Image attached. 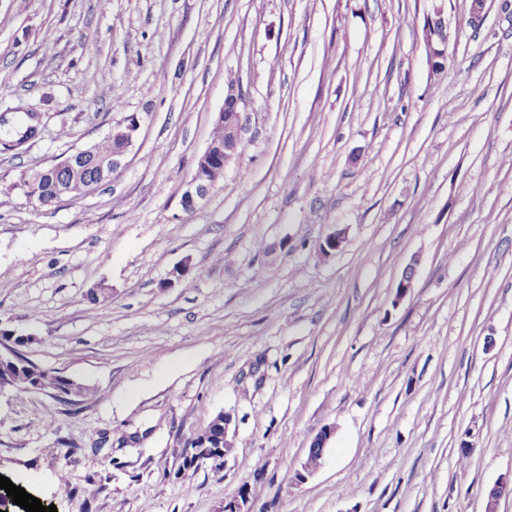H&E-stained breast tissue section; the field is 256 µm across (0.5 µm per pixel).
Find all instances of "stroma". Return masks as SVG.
<instances>
[{"label":"stroma","mask_w":512,"mask_h":512,"mask_svg":"<svg viewBox=\"0 0 512 512\" xmlns=\"http://www.w3.org/2000/svg\"><path fill=\"white\" fill-rule=\"evenodd\" d=\"M431 6L0 0V113L38 128H0V329L92 390L0 391L1 476L57 512H485L512 479V14L446 0L438 77ZM233 85L242 148L185 210ZM131 116L111 182L30 202ZM221 413L222 468L183 469ZM435 2L437 3H435L431 13V30H433L434 33L429 34L425 40V43L429 55L431 69L433 64L439 61L443 64L445 70L449 60V33L448 22L445 17V0H436ZM437 32H439L440 38L437 36Z\"/></svg>","instance_id":"1"}]
</instances>
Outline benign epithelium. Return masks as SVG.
I'll list each match as a JSON object with an SVG mask.
<instances>
[{
	"label": "benign epithelium",
	"mask_w": 512,
	"mask_h": 512,
	"mask_svg": "<svg viewBox=\"0 0 512 512\" xmlns=\"http://www.w3.org/2000/svg\"><path fill=\"white\" fill-rule=\"evenodd\" d=\"M431 30L433 33L426 38V49L430 63L441 62L447 64L448 55V22L445 17V0H436L431 13ZM217 123L224 126V145L208 143L205 151L197 160L196 170L188 183V188L183 196V206L187 210L194 209L203 201L211 184L206 180L203 171L210 169L211 165L223 161L228 163L238 152L241 144L243 124L241 115L237 112V94L233 89L228 90L224 100V107L218 112ZM137 118L128 117L110 129L112 137V155L98 161L99 181L112 180V175L120 168L121 159L126 155L132 145L134 133L138 130ZM94 155V148L78 149L60 161L54 162L37 173L33 177L39 179L49 175L57 169H65L73 177H79L83 172L84 162ZM345 242V233L338 231L330 234L320 245V253L328 256L341 250Z\"/></svg>",
	"instance_id": "1"
}]
</instances>
